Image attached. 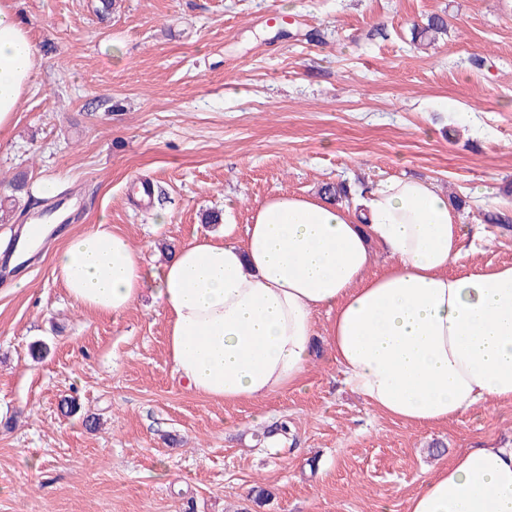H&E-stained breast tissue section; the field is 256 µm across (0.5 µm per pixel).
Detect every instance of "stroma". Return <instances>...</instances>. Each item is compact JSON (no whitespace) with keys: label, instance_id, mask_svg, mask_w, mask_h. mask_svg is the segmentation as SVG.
Instances as JSON below:
<instances>
[{"label":"stroma","instance_id":"35a3bbf8","mask_svg":"<svg viewBox=\"0 0 512 512\" xmlns=\"http://www.w3.org/2000/svg\"><path fill=\"white\" fill-rule=\"evenodd\" d=\"M281 2L16 0L41 61L0 134V198L27 176L0 241L61 199L53 252L106 224L157 268L162 246L222 232L207 213L229 211L239 243L268 196L418 177L489 238L455 272L512 265V0ZM435 14L447 33L414 40ZM53 252L0 281V512H407L441 460L512 446V403L413 427L321 351L263 401L196 395L151 295L86 311Z\"/></svg>","mask_w":512,"mask_h":512}]
</instances>
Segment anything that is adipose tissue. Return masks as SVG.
<instances>
[{"label": "adipose tissue", "instance_id": "ef3b65f1", "mask_svg": "<svg viewBox=\"0 0 512 512\" xmlns=\"http://www.w3.org/2000/svg\"><path fill=\"white\" fill-rule=\"evenodd\" d=\"M37 47L15 0H0V130L14 125ZM430 181L390 178L348 204L268 197L243 244L196 237L158 271L108 225L54 255L69 297L118 315L151 291L168 318L167 354L187 388L233 404L302 383L316 316L345 384L373 410L415 426L512 402V266L457 274L479 250ZM386 261L371 272L375 251ZM408 512H512V448H471L429 475Z\"/></svg>", "mask_w": 512, "mask_h": 512}]
</instances>
